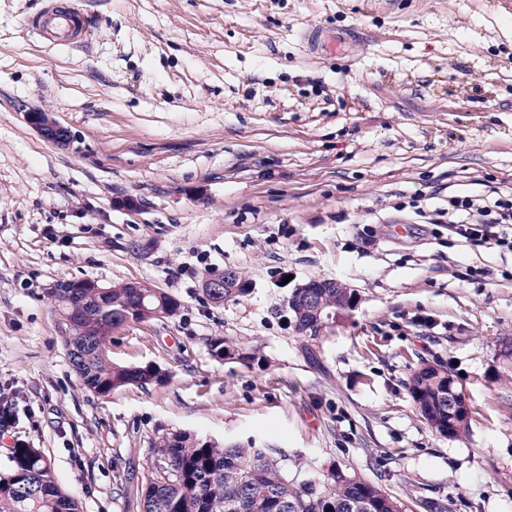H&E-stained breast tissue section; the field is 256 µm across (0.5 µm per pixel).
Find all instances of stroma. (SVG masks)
Wrapping results in <instances>:
<instances>
[{"mask_svg": "<svg viewBox=\"0 0 512 512\" xmlns=\"http://www.w3.org/2000/svg\"><path fill=\"white\" fill-rule=\"evenodd\" d=\"M80 45L35 37L53 0H0V386L78 512H143L152 440L250 438L336 466L405 512H512V253L462 241L452 195L512 193V0H74ZM342 37L330 56L303 32ZM68 129L56 146L25 119ZM243 271L218 306L206 277ZM353 304L296 331L277 287ZM150 281L177 318L113 329L165 383L102 397L67 356L53 284ZM248 342L246 366L208 341ZM439 363L470 406L433 432L409 394ZM228 269H224V273L220 275L208 277L204 283V288H209L212 293L220 292L224 289V296H222L220 301H216L215 299L211 298L203 289L204 294L212 303L216 305H224V303L237 301L250 292L251 288H248L250 286V282L246 275L236 268H230L234 271V280ZM234 281L237 285V288L234 284Z\"/></svg>", "mask_w": 512, "mask_h": 512, "instance_id": "stroma-1", "label": "stroma"}]
</instances>
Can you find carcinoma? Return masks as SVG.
<instances>
[{
  "label": "carcinoma",
  "mask_w": 512,
  "mask_h": 512,
  "mask_svg": "<svg viewBox=\"0 0 512 512\" xmlns=\"http://www.w3.org/2000/svg\"><path fill=\"white\" fill-rule=\"evenodd\" d=\"M236 287L224 289L218 301L234 302L250 292V282L234 270ZM83 279L45 298L60 311L65 345L80 385L107 396L129 385L163 382L153 365L124 366L112 362L107 345L112 330L128 321L169 319L179 315L176 296L150 282L115 288L104 299ZM321 316L304 314L301 333H315L320 319L336 309L345 296L340 288H317ZM215 360L251 364L256 353L222 336L209 340ZM409 392L432 431L448 429V399L433 365L412 375ZM153 466L141 485L144 512H402L401 501L377 484L336 467L314 471L300 456L288 455L255 441L224 444L186 430L159 434L151 447ZM0 512H78L74 498L64 493L41 451L17 444L0 473Z\"/></svg>",
  "instance_id": "cac0c4a2"
}]
</instances>
